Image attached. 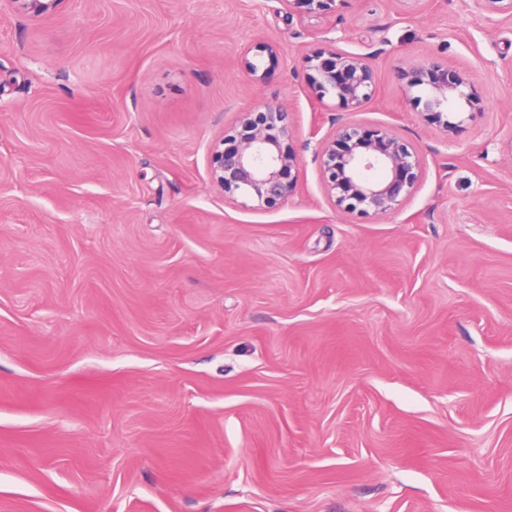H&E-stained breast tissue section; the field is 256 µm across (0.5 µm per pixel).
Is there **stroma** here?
Instances as JSON below:
<instances>
[{
    "label": "stroma",
    "mask_w": 512,
    "mask_h": 512,
    "mask_svg": "<svg viewBox=\"0 0 512 512\" xmlns=\"http://www.w3.org/2000/svg\"><path fill=\"white\" fill-rule=\"evenodd\" d=\"M331 37L379 54L356 120L425 158L395 214L325 187L335 102L293 69ZM435 57L470 75L450 138L393 77ZM267 103L301 172L256 209L209 152ZM0 512H512V23L0 0Z\"/></svg>",
    "instance_id": "35a3bbf8"
}]
</instances>
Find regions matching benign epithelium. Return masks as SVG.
<instances>
[{
	"label": "benign epithelium",
	"mask_w": 512,
	"mask_h": 512,
	"mask_svg": "<svg viewBox=\"0 0 512 512\" xmlns=\"http://www.w3.org/2000/svg\"><path fill=\"white\" fill-rule=\"evenodd\" d=\"M301 13L328 15L335 0H279ZM489 14L512 18V0H477ZM376 53L340 49L319 51L303 60L302 73L319 100L334 98L337 109L361 112L375 93L373 61ZM397 80L410 89L425 87L417 97L427 123L445 134L458 124L448 116V105L464 95L467 75L441 60L427 66L395 71ZM237 144L214 147L210 173L214 184L233 199L244 196L259 207L272 208L294 194L300 158L285 141L291 130L289 111L266 104L241 113ZM319 161L328 193L336 207L347 213L384 216L398 211L413 195L423 178L424 160L417 145L387 126L367 128L339 117L336 127L317 142Z\"/></svg>",
	"instance_id": "obj_1"
}]
</instances>
